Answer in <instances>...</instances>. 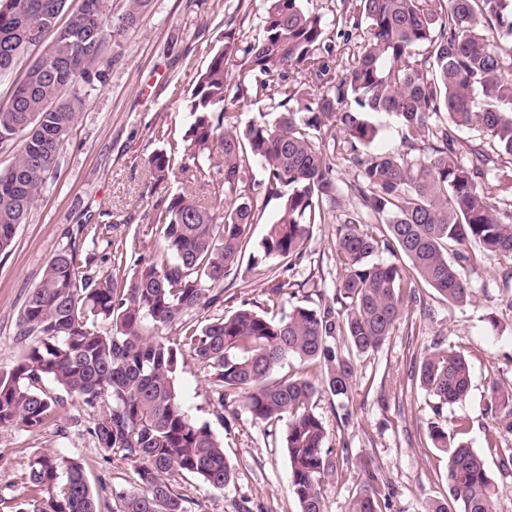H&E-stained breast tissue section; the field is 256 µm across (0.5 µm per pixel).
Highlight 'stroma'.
I'll return each mask as SVG.
<instances>
[{"instance_id": "obj_1", "label": "stroma", "mask_w": 512, "mask_h": 512, "mask_svg": "<svg viewBox=\"0 0 512 512\" xmlns=\"http://www.w3.org/2000/svg\"><path fill=\"white\" fill-rule=\"evenodd\" d=\"M306 6L333 24L336 56L350 62L355 47L345 36L353 30L355 0H305ZM262 0H153L134 29L111 37L106 55L112 67L105 84L87 97L80 120L65 143L58 167L35 201L14 246L0 256V370L13 366L25 348L16 334L17 320L29 290L39 282L52 256L72 247L92 272L112 270V250L105 241L80 234L84 224H109V238L135 242L137 253L155 252L158 235L145 224L147 201L142 192L150 175L148 156L159 143L158 127L181 137L190 117L184 100L198 71L225 27L234 28L239 44L250 42L261 28ZM340 223L318 224L307 244L308 256L298 267L293 294L284 295L274 315L302 303L316 306L333 299L341 271L334 244ZM506 264L487 261L468 271L474 298L466 305L442 301L420 287L423 304L406 305L384 346L361 356L346 402L321 394L313 409L322 418L330 447L347 441L351 454L345 476L324 486L328 512H347L362 464L379 469L392 493L391 512H423L432 499L446 495L445 453L427 447L426 433L436 417L433 400L409 379L412 358L433 344L465 356L471 386L462 401L448 405L447 419L467 418L470 448L486 454L489 439L512 446V436L496 431L487 409L490 386L512 388V290L504 288ZM242 279L224 286V302L211 316L232 314L262 299L265 278L249 256L240 260ZM177 386L185 412L196 423L209 424L224 443L234 478L224 490L185 474L175 478L179 493L200 512H235V501H249L251 512H299L289 480V461L275 436L246 411L222 409L215 401L207 370L190 355L180 359ZM92 413L75 397L42 429L28 432L0 428V512H15L26 495L24 476L41 453H63L80 460L91 486L100 487L98 512H112L111 488H139L131 465L103 459L88 427Z\"/></svg>"}]
</instances>
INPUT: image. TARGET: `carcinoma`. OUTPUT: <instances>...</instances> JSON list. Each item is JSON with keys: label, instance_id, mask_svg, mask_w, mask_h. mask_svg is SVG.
Returning a JSON list of instances; mask_svg holds the SVG:
<instances>
[{"label": "carcinoma", "instance_id": "1", "mask_svg": "<svg viewBox=\"0 0 512 512\" xmlns=\"http://www.w3.org/2000/svg\"><path fill=\"white\" fill-rule=\"evenodd\" d=\"M67 2L0 0V77L37 53L0 101V149L19 146L0 171V255L13 248L80 119L82 87L112 65L105 55L110 0H81L73 11ZM264 2L253 42L242 48L235 31L224 30L187 100L183 136L154 131L162 146L148 157V193L189 160L191 180L213 188V203L204 206L193 193L160 195L145 221L162 244L128 279L92 274L71 249L53 255L17 322L28 345L0 371V428L40 430L60 404L49 383L98 412L89 433L103 458L133 465L140 486L112 489V512H191L170 483L175 473L215 490L233 480L213 430L182 407L176 378L184 349L209 371L221 407L238 403L272 428L286 422L299 512H327L323 484L349 467L348 444L326 447L315 397L349 398L356 360L386 342L405 304L417 300L413 284L466 305L473 299L467 268L491 257L512 262V0H359L354 29L366 35L340 74L322 14L304 0ZM151 3L126 0L118 29L135 26ZM237 59L239 79L229 74ZM251 91L278 112L240 130L228 124L227 109ZM382 113L407 131L402 157L370 150L381 133L373 117ZM473 127L483 135L478 143L460 136ZM338 136L358 200L334 246L342 278L333 300L297 304L278 318L268 307L294 284L277 270L303 261L314 225L340 206ZM256 165L267 199L279 201L252 257L272 273L266 306L192 323L185 316L224 303V280L239 278L240 258L252 247ZM369 219L380 224L375 234L361 229ZM381 248L409 265L372 261ZM176 325L180 346L163 337ZM291 359L315 370L317 381L274 377ZM416 382L440 415L466 397L470 366L437 345L423 355ZM488 409L501 433L512 435V389L491 387ZM468 429L464 418L434 423L427 440L447 454V495L459 512H498L485 458L463 441ZM25 485L29 496L17 512H97V493L74 458L34 457ZM390 498L378 469L367 465L348 512H387Z\"/></svg>", "mask_w": 512, "mask_h": 512}]
</instances>
